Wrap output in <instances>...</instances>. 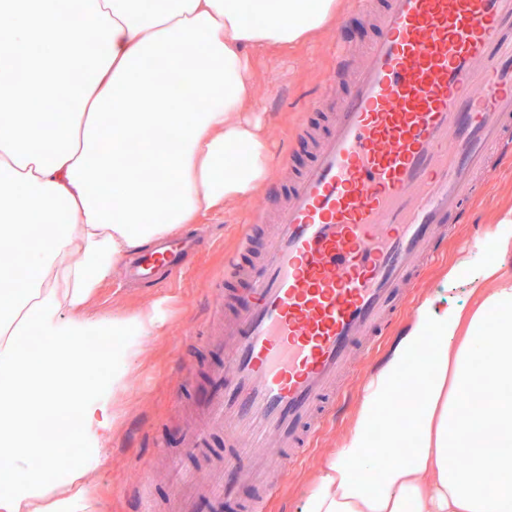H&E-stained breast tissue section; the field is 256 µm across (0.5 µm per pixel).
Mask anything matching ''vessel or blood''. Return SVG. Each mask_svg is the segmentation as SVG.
<instances>
[{
	"label": "vessel or blood",
	"mask_w": 512,
	"mask_h": 512,
	"mask_svg": "<svg viewBox=\"0 0 512 512\" xmlns=\"http://www.w3.org/2000/svg\"><path fill=\"white\" fill-rule=\"evenodd\" d=\"M364 66L344 47L348 90L310 165L275 210L259 262L227 266L249 299L224 320L183 445L210 473L173 489L177 512L250 485L267 512L280 477L326 419L354 351L396 321L445 225L462 222L494 152L512 147V0H385ZM175 256L144 255L142 274ZM227 438L223 448L211 438Z\"/></svg>",
	"instance_id": "b4317fda"
}]
</instances>
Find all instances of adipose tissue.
<instances>
[{
  "mask_svg": "<svg viewBox=\"0 0 512 512\" xmlns=\"http://www.w3.org/2000/svg\"><path fill=\"white\" fill-rule=\"evenodd\" d=\"M337 8L0 0V512H70L90 501L116 397L142 338L162 325L153 307L98 314V289L142 247L254 193L269 148L252 115V56L317 35ZM168 73L187 79L188 97L171 94ZM146 99L156 109L130 111ZM51 105L53 124H39ZM487 251L484 262L466 251L456 263L473 272L471 311L440 294L417 305L297 512H512V280L498 276L512 256V209L498 215ZM93 336L115 337L111 360L90 351ZM418 352L425 389L404 414L394 402ZM486 372L488 401L468 405ZM376 430L385 448L407 438L406 456L376 462ZM72 439L79 461L54 481ZM457 455L469 467L451 466ZM373 465L369 482L361 470Z\"/></svg>",
  "mask_w": 512,
  "mask_h": 512,
  "instance_id": "adipose-tissue-1",
  "label": "adipose tissue"
}]
</instances>
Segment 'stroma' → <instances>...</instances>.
Here are the masks:
<instances>
[{
    "mask_svg": "<svg viewBox=\"0 0 512 512\" xmlns=\"http://www.w3.org/2000/svg\"><path fill=\"white\" fill-rule=\"evenodd\" d=\"M342 16L341 23H329L311 41L290 49H270L254 58L250 80L257 109L264 112L267 122L268 182L287 185L294 173L310 163L311 147L296 139L295 132L301 123H322L325 112L346 91V83L334 75L332 44L347 47L360 63L364 46L376 34L355 10H343ZM285 155L291 162L283 166L279 160ZM509 208L512 162H505L485 173L481 191L471 204L469 223L449 225L443 252L411 288L400 324L409 323L420 299L430 294L448 292L457 302L469 303L470 272L459 271L451 282L448 270L457 253L472 246V225L492 227L497 214ZM273 210L265 188H258L247 201L186 225L185 235L200 238L203 245L174 278L149 287L132 283L122 271L102 284L96 304L101 314H130L154 304L164 318V328L142 339L127 385L117 396L118 420L106 461L93 475V512H167L171 498L168 472L173 465L206 478V468L184 454L182 438L190 406L210 393L209 370L220 361L219 354L207 347L216 320L214 285L223 277L248 222ZM393 341V336H385L370 353H356L336 397L333 417L289 468L272 512H296L315 473L335 454L347 432L367 375L382 362Z\"/></svg>",
    "mask_w": 512,
    "mask_h": 512,
    "instance_id": "stroma-1",
    "label": "stroma"
}]
</instances>
